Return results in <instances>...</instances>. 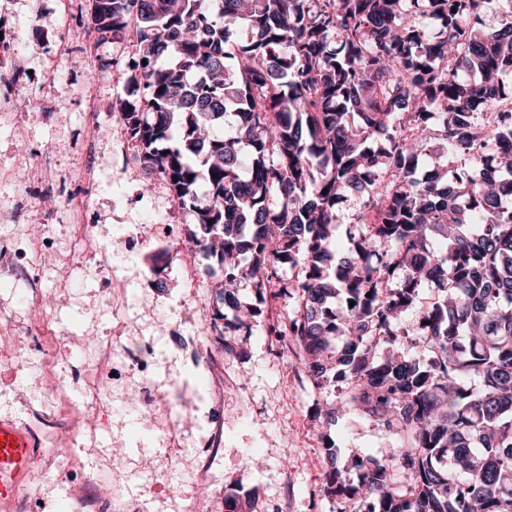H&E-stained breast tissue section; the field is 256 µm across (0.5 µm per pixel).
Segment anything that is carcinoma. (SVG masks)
I'll list each match as a JSON object with an SVG mask.
<instances>
[{
    "label": "carcinoma",
    "mask_w": 512,
    "mask_h": 512,
    "mask_svg": "<svg viewBox=\"0 0 512 512\" xmlns=\"http://www.w3.org/2000/svg\"><path fill=\"white\" fill-rule=\"evenodd\" d=\"M492 2L89 0L96 43L137 40L112 112L194 215L187 254L222 285L215 343L246 353L221 332L251 330L241 282L295 300L269 333L317 390L347 382L327 420L350 405L394 435L326 473L347 512H512V110L484 117L512 99V0L490 28ZM441 150L461 166L418 175ZM250 509L225 494L224 512Z\"/></svg>",
    "instance_id": "obj_1"
}]
</instances>
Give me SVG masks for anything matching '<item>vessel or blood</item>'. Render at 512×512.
<instances>
[{"label": "vessel or blood", "instance_id": "obj_1", "mask_svg": "<svg viewBox=\"0 0 512 512\" xmlns=\"http://www.w3.org/2000/svg\"><path fill=\"white\" fill-rule=\"evenodd\" d=\"M36 452L32 434L11 422L0 421V501L13 499L31 468Z\"/></svg>", "mask_w": 512, "mask_h": 512}]
</instances>
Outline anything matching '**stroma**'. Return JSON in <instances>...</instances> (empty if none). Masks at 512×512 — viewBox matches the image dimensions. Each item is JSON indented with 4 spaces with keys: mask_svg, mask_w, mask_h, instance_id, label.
Instances as JSON below:
<instances>
[{
    "mask_svg": "<svg viewBox=\"0 0 512 512\" xmlns=\"http://www.w3.org/2000/svg\"><path fill=\"white\" fill-rule=\"evenodd\" d=\"M1 10L40 15L44 27L31 34L22 59L41 77L34 86L40 103L0 126V159L40 150L26 168L28 179L60 199L53 224L58 252L45 261L52 272L43 281L50 304L42 339L22 337L31 311L0 271V420L35 430L42 442L34 463L38 495L28 512H89V499L108 502L116 494L145 512H175L176 501L196 497L201 512H224L228 492L250 497L256 512H339L341 501L323 493L326 438L335 440L342 458L353 451L383 457L393 439L352 408L327 428L316 413L325 394L310 386L297 351L280 353L268 334L286 314L280 302L259 305L250 335L224 327L227 339H247L248 354L222 355L215 395L207 397L195 345L214 334L207 307L217 294L187 287L181 241L162 230L187 228L193 218L160 176L135 161L124 126L112 115L113 100L128 92L123 73L138 51L135 40L100 45L86 37L87 0H0ZM85 81L102 121L112 126L111 139L95 141L83 125L86 103L70 88ZM94 152L110 158L94 171L90 207L105 226L110 261L104 269L94 259L70 267L69 214L85 156ZM160 252L170 260L157 277L151 268ZM105 273L118 285L115 297L99 286ZM97 337L117 346L131 339L150 345L153 369L146 378L160 393L154 412L128 397L144 377L133 372L116 384L89 361ZM91 389L101 401L89 412L84 398ZM59 418L70 421L73 434L54 429ZM214 428L224 447L201 481L196 454Z\"/></svg>",
    "mask_w": 512,
    "mask_h": 512,
    "instance_id": "35a3bbf8",
    "label": "stroma"
}]
</instances>
